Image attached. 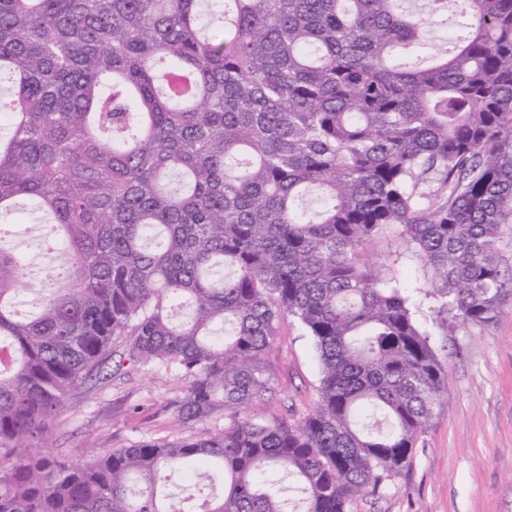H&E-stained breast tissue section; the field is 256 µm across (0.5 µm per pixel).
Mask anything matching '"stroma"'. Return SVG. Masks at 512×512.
I'll use <instances>...</instances> for the list:
<instances>
[{"mask_svg":"<svg viewBox=\"0 0 512 512\" xmlns=\"http://www.w3.org/2000/svg\"><path fill=\"white\" fill-rule=\"evenodd\" d=\"M392 225L366 247L368 257L407 288L416 320L447 374L445 394L420 439L411 465L376 495L358 497L352 512H512V294L499 315L471 324L441 312L422 258L401 244ZM272 393L248 417L287 415L297 422L318 396L319 365L299 322L285 316L265 353ZM185 380L159 363L113 371L95 386L71 392L53 429L52 454L72 462L143 440L201 438L223 417L178 424L172 404Z\"/></svg>","mask_w":512,"mask_h":512,"instance_id":"35a3bbf8","label":"stroma"}]
</instances>
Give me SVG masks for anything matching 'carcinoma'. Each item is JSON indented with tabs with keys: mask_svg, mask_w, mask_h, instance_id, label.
I'll use <instances>...</instances> for the list:
<instances>
[{
	"mask_svg": "<svg viewBox=\"0 0 512 512\" xmlns=\"http://www.w3.org/2000/svg\"><path fill=\"white\" fill-rule=\"evenodd\" d=\"M203 2L0 0V512H350L410 466L446 381L366 244L401 226L464 322L512 285V0ZM24 197L66 256L38 288ZM285 314L316 406L244 420ZM115 354L180 372L176 422L229 423L40 452Z\"/></svg>",
	"mask_w": 512,
	"mask_h": 512,
	"instance_id": "cac0c4a2",
	"label": "carcinoma"
}]
</instances>
